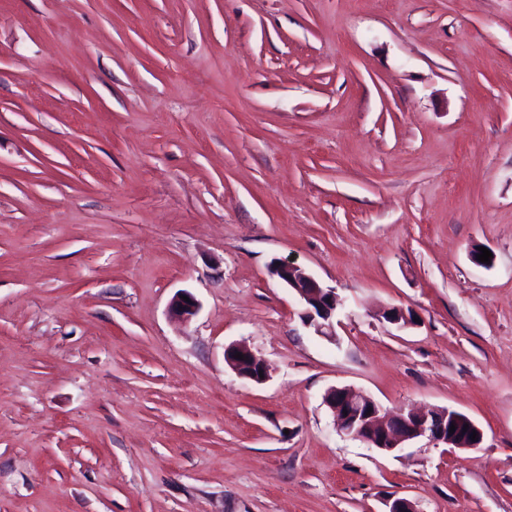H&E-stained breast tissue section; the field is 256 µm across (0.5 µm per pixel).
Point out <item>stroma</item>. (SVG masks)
I'll return each mask as SVG.
<instances>
[{"mask_svg": "<svg viewBox=\"0 0 512 512\" xmlns=\"http://www.w3.org/2000/svg\"><path fill=\"white\" fill-rule=\"evenodd\" d=\"M345 386L484 440L366 447ZM398 497L512 512V0H0V512ZM271 273L282 285L298 295L304 306L302 320L305 325L312 327L318 336H336L332 317L336 314L339 299L335 289L324 287L299 267L286 262L273 264ZM182 296L189 298V302L182 299ZM169 313L182 321H190L194 318L199 310L198 301L188 292L182 291L175 294L169 302ZM236 353L244 355V360L235 358ZM224 359L229 368L242 379L262 383L268 377L265 362L245 347L234 344L227 346L224 350ZM259 371H262L263 378H260Z\"/></svg>", "mask_w": 512, "mask_h": 512, "instance_id": "35a3bbf8", "label": "stroma"}]
</instances>
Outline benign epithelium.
Masks as SVG:
<instances>
[{
    "mask_svg": "<svg viewBox=\"0 0 512 512\" xmlns=\"http://www.w3.org/2000/svg\"><path fill=\"white\" fill-rule=\"evenodd\" d=\"M271 273L285 287L293 290L304 306L302 320L319 336H336L332 317L336 314L339 299L336 289L321 285L315 278L300 268L286 262L273 265ZM189 301H184L183 297ZM169 313L189 321L199 310L198 301L186 291L175 294L169 302ZM244 355L238 359L235 354ZM224 359L235 374L255 383L268 377L265 362L251 350L238 345H229L224 350ZM324 404L331 412L339 432L359 440L369 448L383 453H393L422 436H428L449 449H475L483 442L481 428L465 415L451 409H437L427 413L400 410L387 413L370 396L348 387H332L324 395ZM467 431H461L462 426ZM454 433H449L450 427ZM475 439H470L472 433Z\"/></svg>",
    "mask_w": 512,
    "mask_h": 512,
    "instance_id": "7a95c632",
    "label": "benign epithelium"
}]
</instances>
